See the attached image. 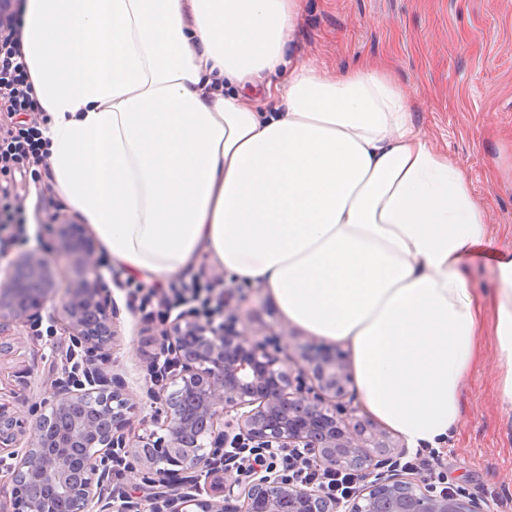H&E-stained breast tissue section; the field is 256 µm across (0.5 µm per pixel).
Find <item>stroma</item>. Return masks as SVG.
Instances as JSON below:
<instances>
[{"instance_id":"stroma-1","label":"stroma","mask_w":512,"mask_h":512,"mask_svg":"<svg viewBox=\"0 0 512 512\" xmlns=\"http://www.w3.org/2000/svg\"><path fill=\"white\" fill-rule=\"evenodd\" d=\"M300 25L293 34V62H324L343 71L365 63L383 67L408 94L413 120L435 148L466 172L477 203L489 211L490 237L512 250V0H299ZM20 209L29 241L8 248L21 260L39 251L58 256L55 276L78 280L102 272L116 308L117 336L106 346L107 371L120 376L136 402L130 428L143 433L152 413L147 392L149 363L160 354V322H143L125 297V272L99 246L62 253L58 227H89L70 210L55 186L49 165L26 172L0 169V208ZM183 280L223 279L235 290L234 325L249 342L275 338L285 356L326 347V340L288 326L262 288L226 278L209 255L182 274ZM32 333L14 325L0 335L10 350L0 355V402L30 416L53 400L70 341L64 321L43 319ZM497 355L491 336L483 338L481 364L463 395V424L441 450L440 465L452 487L494 502V512H512V415L505 414L493 385Z\"/></svg>"}]
</instances>
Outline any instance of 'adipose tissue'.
Here are the masks:
<instances>
[{"label": "adipose tissue", "instance_id": "1", "mask_svg": "<svg viewBox=\"0 0 512 512\" xmlns=\"http://www.w3.org/2000/svg\"><path fill=\"white\" fill-rule=\"evenodd\" d=\"M298 0H25L56 186L153 285L209 255L344 345L363 410L442 447L491 332L512 411V253L467 281L487 214L381 70L287 61ZM495 266V254L492 250H484L475 265L469 271L471 288L490 291L493 284V269Z\"/></svg>", "mask_w": 512, "mask_h": 512}]
</instances>
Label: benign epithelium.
I'll return each instance as SVG.
<instances>
[{
  "label": "benign epithelium",
  "mask_w": 512,
  "mask_h": 512,
  "mask_svg": "<svg viewBox=\"0 0 512 512\" xmlns=\"http://www.w3.org/2000/svg\"><path fill=\"white\" fill-rule=\"evenodd\" d=\"M65 251L90 241L59 225ZM54 259L30 252L0 286V331L9 323L39 327L41 311L59 304L71 342L70 366L54 380L57 397L43 403L26 434L24 420L0 403V467L4 457L18 512H112L100 497L116 468L139 466L141 484L118 512H492L463 490L435 492L393 462L407 453L347 397L348 367L336 353L305 355L291 364L275 342L247 344L232 331L185 314L161 334V355L148 367L150 422L167 438L129 431L135 404L121 380L92 359L114 336L103 275L60 284ZM175 390L167 392L169 386ZM27 437L22 453L15 452ZM209 447L191 444L200 437ZM95 447L78 467L81 449ZM229 448L303 450L320 469L346 472L361 486L341 498L311 484L295 485L271 470L227 474L222 498H202L196 473L224 471Z\"/></svg>",
  "instance_id": "1"
}]
</instances>
